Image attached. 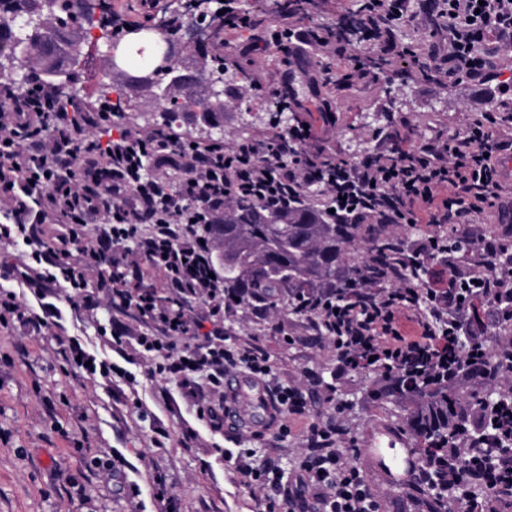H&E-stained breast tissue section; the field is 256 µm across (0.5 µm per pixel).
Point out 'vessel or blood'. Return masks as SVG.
<instances>
[{"instance_id":"obj_1","label":"vessel or blood","mask_w":512,"mask_h":512,"mask_svg":"<svg viewBox=\"0 0 512 512\" xmlns=\"http://www.w3.org/2000/svg\"><path fill=\"white\" fill-rule=\"evenodd\" d=\"M228 401L224 412V427L233 430L246 427L265 431L272 427L277 411L263 384L241 376L226 379Z\"/></svg>"}]
</instances>
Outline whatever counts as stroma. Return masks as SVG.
Returning <instances> with one entry per match:
<instances>
[{
  "label": "stroma",
  "instance_id": "obj_1",
  "mask_svg": "<svg viewBox=\"0 0 512 512\" xmlns=\"http://www.w3.org/2000/svg\"><path fill=\"white\" fill-rule=\"evenodd\" d=\"M411 56L399 60L397 72L372 84L365 81L337 94L335 124H324L319 100L303 80V71L318 72L329 60L316 54L289 64L270 45L256 47L253 60L271 77L288 80L329 152L349 161L375 156L393 144L411 149L425 140L451 137L479 113L501 106L496 84L475 85L449 78L439 85L427 80L412 56L437 49L443 36L427 26L402 24L397 31ZM92 59L81 77L78 98L91 103L104 85L126 91L125 80L106 76L105 41L83 42ZM276 100L258 92L225 112L217 141L226 145L273 128H285L275 112ZM97 315L86 314L64 290L54 304L60 325L34 334L0 331V512H85L77 495L85 488L96 512H258L249 488L223 448H251L281 468H288L306 445L305 431L329 408L320 397L322 383L333 384L345 409L338 419L345 447L378 490L384 512H427L425 499H411L406 485L395 484L383 460L405 455L414 439L406 419L416 408L413 397L379 403L375 378L338 372L336 351L305 319L272 315L240 306L226 312L227 344L258 342L274 365L280 382L303 384L309 412L291 420L290 435L278 430L235 435L199 419L196 400L176 380L151 377L150 359L136 343L112 350L103 329L116 312L109 291L97 294ZM79 338L97 356L109 358L111 378L75 376L58 353L59 341ZM389 448L374 455L378 439ZM164 481V500L154 496Z\"/></svg>",
  "mask_w": 512,
  "mask_h": 512
}]
</instances>
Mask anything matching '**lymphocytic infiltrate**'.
Masks as SVG:
<instances>
[{
	"label": "lymphocytic infiltrate",
	"mask_w": 512,
	"mask_h": 512,
	"mask_svg": "<svg viewBox=\"0 0 512 512\" xmlns=\"http://www.w3.org/2000/svg\"><path fill=\"white\" fill-rule=\"evenodd\" d=\"M412 0H363L364 51L393 56L396 31L412 19ZM436 16L448 28V47L432 53L430 78L436 82L461 75L472 83L512 86V54L492 57L489 39L512 45V0H433ZM261 42L275 44L297 58L315 52L329 59L348 58L340 75L311 76L310 85L346 87L356 80L375 81V71L346 53L347 42L326 29L306 25L302 16L281 11ZM105 101L61 102L56 83L34 79L23 89L0 85V184L14 188L5 205L11 221L0 225V245L27 241L30 253L16 269L25 283L39 288L38 310L22 308L14 294L0 296V326L39 331L57 324L59 308L48 302L54 288L71 289L85 309L96 310L92 279L111 280L112 307L145 322L136 339L142 352L156 354L152 376L176 379L181 386L204 380L222 388L224 375L236 372L264 383L282 416L304 413L306 393L281 384L267 354L247 343L224 344L223 329L199 344L176 346L197 318L186 308L201 299L210 315L236 303L224 291V275L213 260L203 229L224 221V211L246 196L276 208L289 197L313 204L311 189L332 202L337 214L361 224L472 225L470 239L487 263L477 295L486 299L485 318L472 324L450 288L378 290L362 281L359 297L334 310L323 303L313 321L326 328L339 370L358 364L406 362L442 347L448 326L466 331L470 360L490 324L512 317V277L499 275L492 257L503 253L502 239L474 226L475 215L512 200V177L496 162L505 146L500 133L512 130V113L486 111L450 139L435 138L411 151L390 149L351 162L321 159L314 129L293 128L232 146L197 143L163 130L129 124L106 141L88 138L86 127L108 128ZM42 224L64 225L78 252L47 245ZM101 226L89 237V225ZM163 277L162 289L142 284L143 269ZM335 418H319L307 430V446L289 472L262 460L251 449L225 450L264 512H291L296 494L310 492L301 512H381L379 495L366 479ZM481 453L457 444L448 451V504L457 512H512V424L491 436ZM482 496L474 497L470 487Z\"/></svg>",
	"instance_id": "1"
}]
</instances>
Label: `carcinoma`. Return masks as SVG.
<instances>
[{
  "instance_id": "carcinoma-1",
  "label": "carcinoma",
  "mask_w": 512,
  "mask_h": 512,
  "mask_svg": "<svg viewBox=\"0 0 512 512\" xmlns=\"http://www.w3.org/2000/svg\"><path fill=\"white\" fill-rule=\"evenodd\" d=\"M9 15L25 17L17 30H7L12 53L0 55L14 64L27 60L33 74L54 78L65 88H75L82 73L81 45L76 36L83 34V24L74 15L73 0H0V22ZM184 59L170 63V73L160 84L144 85L155 99L163 100L161 125L172 128L174 118L189 103L203 111V123L221 129L217 117L224 108L220 99H212L209 83L214 72L196 70V78L182 81ZM330 204L320 208L293 204L283 209H266L247 198L238 199L224 210V223L212 227L211 239L222 253L217 260L224 271V288L241 297L248 307L256 304L273 313L291 314L303 319L313 317L304 307L307 298L323 288L332 289L336 305L351 302L365 278L379 288L409 277L425 285L434 261L443 265L455 261L470 264L472 247L456 226L439 237L435 250L418 257L408 274L401 272V258L407 250L402 240L392 241L384 234V224H357L349 217H330ZM495 337H483L489 353L482 356L488 378L492 379L504 360ZM377 396L387 402L404 396L417 399V406L407 418L415 441L408 457L400 465L409 476L428 455L459 435L467 436L477 448L484 447L483 434L471 429L459 415V403L448 393V353L428 354L411 371L401 365L378 378ZM471 402L487 413L486 428L500 426L499 414L512 410V396L488 392L475 394Z\"/></svg>"
}]
</instances>
